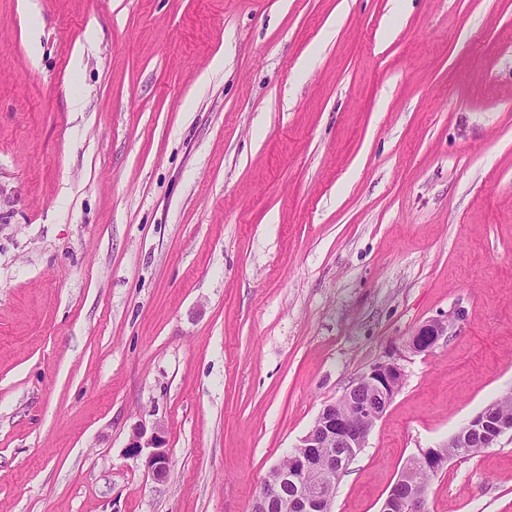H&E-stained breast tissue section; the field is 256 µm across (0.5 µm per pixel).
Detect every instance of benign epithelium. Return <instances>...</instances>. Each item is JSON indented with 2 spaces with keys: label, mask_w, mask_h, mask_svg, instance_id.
Wrapping results in <instances>:
<instances>
[{
  "label": "benign epithelium",
  "mask_w": 512,
  "mask_h": 512,
  "mask_svg": "<svg viewBox=\"0 0 512 512\" xmlns=\"http://www.w3.org/2000/svg\"><path fill=\"white\" fill-rule=\"evenodd\" d=\"M448 336V321L441 319L428 320L419 326L409 337L406 347L413 353H424L432 350L437 343ZM404 373L399 364L377 363L367 372L359 376L342 395L349 401L348 412L341 414L336 405L325 406L316 418L313 427L303 436L298 447L305 448H363L368 435L381 418L395 394L401 388ZM365 386L367 392L361 399H355L352 391ZM487 415L497 418V436L512 433V418L498 413L496 404L482 409ZM163 429L155 427L151 434L143 429L133 431L127 445L128 454L132 457L148 451L147 464L153 473L161 476L167 469L168 457L163 449ZM437 449L428 448L421 456L413 459L411 469H439L448 464V460L437 461ZM347 463L346 457H324L320 454L297 453L293 457L290 469L277 471L279 485H286L293 480L295 474H308V483L293 497L290 507L293 512H328V500L324 497L319 478L325 469L342 471ZM427 488L423 485L414 487L407 501L409 512H425Z\"/></svg>",
  "instance_id": "obj_1"
}]
</instances>
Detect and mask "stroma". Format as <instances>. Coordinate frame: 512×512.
I'll return each instance as SVG.
<instances>
[{"instance_id": "35a3bbf8", "label": "stroma", "mask_w": 512, "mask_h": 512, "mask_svg": "<svg viewBox=\"0 0 512 512\" xmlns=\"http://www.w3.org/2000/svg\"><path fill=\"white\" fill-rule=\"evenodd\" d=\"M385 361L332 512L512 392V0H0V512H252ZM426 509L512 512V435ZM448 320L432 319L419 326L409 337L406 347L413 353L432 350L437 343L448 335ZM163 433V429L158 425L149 436H146L144 429H135L126 447L132 457H139L145 449H152L148 452L147 464L157 476L164 474L168 464V457L163 449Z\"/></svg>"}]
</instances>
